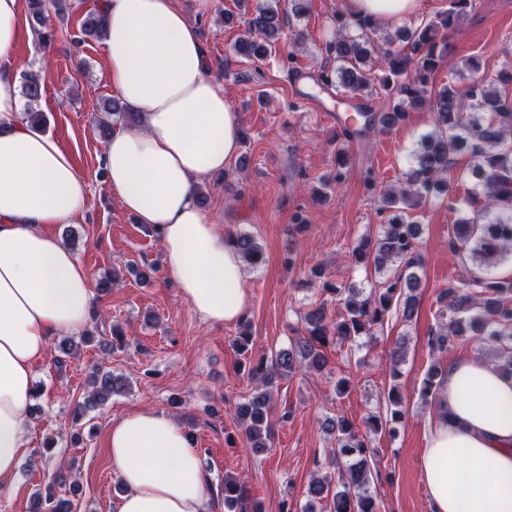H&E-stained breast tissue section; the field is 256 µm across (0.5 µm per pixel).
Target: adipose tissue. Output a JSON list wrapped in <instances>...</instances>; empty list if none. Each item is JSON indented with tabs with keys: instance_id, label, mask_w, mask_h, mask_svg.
<instances>
[{
	"instance_id": "ef3b65f1",
	"label": "adipose tissue",
	"mask_w": 512,
	"mask_h": 512,
	"mask_svg": "<svg viewBox=\"0 0 512 512\" xmlns=\"http://www.w3.org/2000/svg\"><path fill=\"white\" fill-rule=\"evenodd\" d=\"M110 82L143 115L119 128L103 161L121 208L158 236L167 280L211 325L247 309L242 259L197 203L228 169L239 125L207 72L197 28L175 0H101ZM21 0H0V486L27 445L33 365L57 334L82 335L95 311L91 274L51 231L81 224L89 181L22 117L14 46ZM109 456L125 488L117 512H207L208 478L185 428L154 410L112 425ZM422 474L433 512H512V378L479 359L449 362L428 421Z\"/></svg>"
}]
</instances>
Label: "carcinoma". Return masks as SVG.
<instances>
[{"label":"carcinoma","instance_id":"cac0c4a2","mask_svg":"<svg viewBox=\"0 0 512 512\" xmlns=\"http://www.w3.org/2000/svg\"><path fill=\"white\" fill-rule=\"evenodd\" d=\"M28 2L30 25L46 45L53 38L48 7L60 15L66 2ZM472 6L473 0H450L448 11L438 19L403 28L396 37L383 39L373 38L376 20L353 13L336 14L337 32L326 43V51L336 60V67L322 69L317 81L323 87L336 89L348 100L372 96L378 87L387 95L376 107L357 105L360 127L343 129L345 137L384 134L403 123L408 110L424 107L435 113L436 129L423 137L399 186L379 192L375 212L380 234L361 239L353 249L358 263L374 265L385 273V279L365 296L355 288L324 284L322 293L343 304L344 312L334 319L329 317L328 300H322L304 317L306 335L291 348L276 353L270 363L248 365L247 374L256 387L238 405L237 419L250 446L256 450L269 447L273 438L270 414L277 378L294 370L298 362L309 370L323 371L327 361L322 347L331 337L347 341L372 336L375 328L392 314L406 321L413 319L415 292L419 287L416 270L423 259L419 251V225L407 216L434 194L451 193L454 156L465 154L474 162L477 184L473 195L483 197V203L472 216L453 224L451 249L467 255L474 266L485 271L512 255V76L488 77L481 73L478 62L469 58L463 63L467 72L465 83L444 86L432 100L426 96L429 81L442 63L449 31L459 25ZM238 7L247 35L236 45V53L249 58L265 57L282 31V10L268 4L251 13L245 0H240ZM83 32L95 39L104 37L99 12L87 16ZM375 55L384 63L379 75L366 69L367 60ZM45 82L46 74L40 70L27 72L21 78L26 119L39 128L44 118L33 106L39 103ZM102 111L112 116L113 122H141L140 113L129 111L115 97L105 100ZM230 242L247 264L263 262L262 248L252 235L238 234ZM438 302L436 325L428 337L430 351L443 352L459 339L477 336L484 347L494 350L505 361L502 370L512 376V277H484L472 272L469 278L443 289ZM440 384L441 369L434 366L423 379V397L437 400ZM123 388L121 378L97 371L89 400L104 401ZM402 415L401 394L394 385L387 393L386 414L370 415L366 434L355 432L343 417L327 419L326 428L336 434V448L330 459L336 475L313 477L307 487L310 500L332 498L331 512H377L369 491L374 481L372 437ZM223 490L227 512H262L258 503L247 499L244 483L236 478L224 476ZM74 509L73 501L49 495L45 502L37 504L36 512Z\"/></svg>","mask_w":512,"mask_h":512}]
</instances>
